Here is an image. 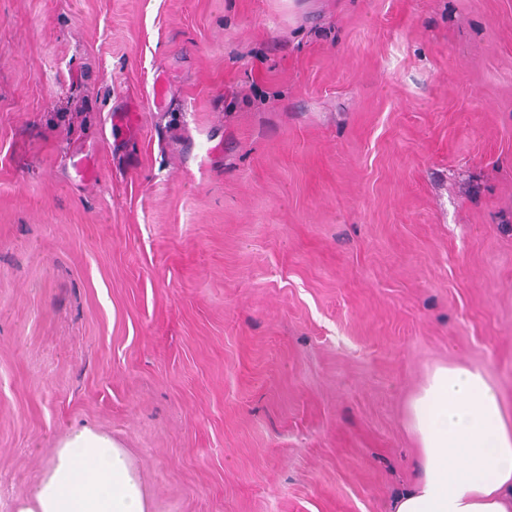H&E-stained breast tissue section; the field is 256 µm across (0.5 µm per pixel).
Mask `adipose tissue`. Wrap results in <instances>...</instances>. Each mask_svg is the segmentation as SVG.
<instances>
[{
	"instance_id": "ef3b65f1",
	"label": "adipose tissue",
	"mask_w": 512,
	"mask_h": 512,
	"mask_svg": "<svg viewBox=\"0 0 512 512\" xmlns=\"http://www.w3.org/2000/svg\"><path fill=\"white\" fill-rule=\"evenodd\" d=\"M420 475L392 512H512V416L487 373L438 365L408 402ZM16 512H146L131 458L111 436L70 431Z\"/></svg>"
}]
</instances>
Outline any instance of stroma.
I'll use <instances>...</instances> for the list:
<instances>
[{
    "label": "stroma",
    "mask_w": 512,
    "mask_h": 512,
    "mask_svg": "<svg viewBox=\"0 0 512 512\" xmlns=\"http://www.w3.org/2000/svg\"><path fill=\"white\" fill-rule=\"evenodd\" d=\"M443 364L512 411V0H0V512L82 426L148 512H388Z\"/></svg>",
    "instance_id": "1"
}]
</instances>
